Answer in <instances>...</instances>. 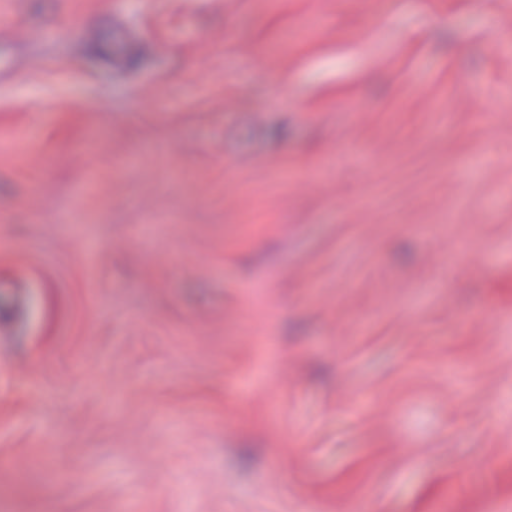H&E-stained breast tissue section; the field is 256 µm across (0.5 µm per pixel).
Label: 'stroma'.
I'll use <instances>...</instances> for the list:
<instances>
[{"instance_id": "1", "label": "stroma", "mask_w": 512, "mask_h": 512, "mask_svg": "<svg viewBox=\"0 0 512 512\" xmlns=\"http://www.w3.org/2000/svg\"><path fill=\"white\" fill-rule=\"evenodd\" d=\"M0 512H512V0H0Z\"/></svg>"}]
</instances>
